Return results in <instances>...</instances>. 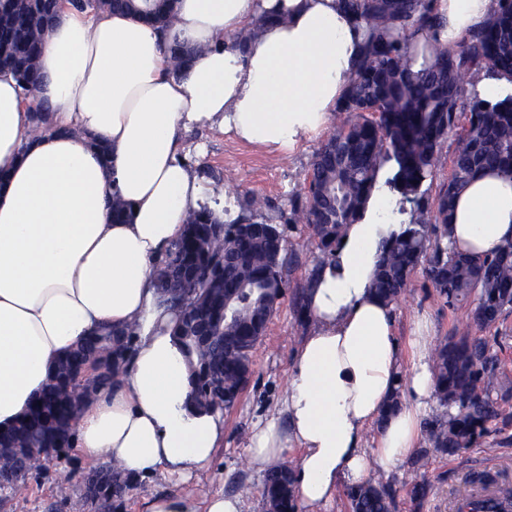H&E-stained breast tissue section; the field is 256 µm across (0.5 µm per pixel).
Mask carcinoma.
<instances>
[{"mask_svg": "<svg viewBox=\"0 0 512 512\" xmlns=\"http://www.w3.org/2000/svg\"><path fill=\"white\" fill-rule=\"evenodd\" d=\"M133 8L132 0H74L80 10ZM175 0H154L146 18L168 23ZM365 30L360 55L337 106L343 115L316 150L305 174L304 194L284 203L250 197L236 217L209 204L193 211L181 237L161 261L156 288L178 313L172 334L191 369V402L224 412L245 391L253 351L287 287L292 257L279 224H306L321 255L297 289L294 308L310 322L307 292L334 256L346 225L360 222L380 170L396 196L386 220L401 224L384 238L371 282L376 295L397 305L420 270L448 308L464 313L466 330L440 341L433 352L435 412L424 422L428 447L453 457L474 447L506 421L503 407L512 387L499 381V360L486 338L470 329L498 323L512 309V242L492 255L473 257L449 241L455 203L479 173L512 180V91L496 100L466 92L465 78L484 69L512 85V0L460 42L425 44L418 34H437L442 18L435 0H339ZM58 0H0V70L13 73L24 95L39 83V34L54 17ZM176 69L194 50L166 47ZM456 146L448 180L434 186L439 155L450 134ZM410 214V219L396 221ZM131 334L108 331L87 337L59 360L55 374L11 428L0 430V472L14 481L6 491L42 473L49 457L74 444L80 412L77 377L92 369L98 387L112 384L128 362ZM98 497L110 512H124L137 479L103 466ZM352 512H394L395 492L369 480L347 490ZM264 512H295L292 464L268 470L262 479Z\"/></svg>", "mask_w": 512, "mask_h": 512, "instance_id": "cac0c4a2", "label": "carcinoma"}]
</instances>
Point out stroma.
Segmentation results:
<instances>
[{
    "label": "stroma",
    "mask_w": 512,
    "mask_h": 512,
    "mask_svg": "<svg viewBox=\"0 0 512 512\" xmlns=\"http://www.w3.org/2000/svg\"><path fill=\"white\" fill-rule=\"evenodd\" d=\"M187 161L192 167L208 166L221 175L220 182L203 180L206 198H220L236 207L238 200L257 196L280 201L289 193L304 190V177L317 150L310 141L294 152L273 154L241 142L220 128L195 129L185 136ZM281 230L288 252L296 262L288 269V286L273 313L266 332L253 352V374L238 404L224 415V446L210 469L200 475L202 491H224L244 496L248 512H262V472L253 468L245 450L252 426L282 409L294 351L307 328L298 321L293 306L297 287L312 268L319 250L304 224H285ZM396 334L407 346L412 323L426 317L434 329V340L463 330L462 312L449 309L422 272H415L405 296L395 308ZM95 462L83 459L76 449L66 457L51 459L46 472L10 496L6 512H92L83 500L85 476ZM490 472L512 484V423L501 432L455 457L430 455L425 466L404 463L389 474L372 472V479H385L396 491V512H451L455 489L475 472ZM426 480L430 492L422 504L406 494L412 480Z\"/></svg>",
    "instance_id": "35a3bbf8"
}]
</instances>
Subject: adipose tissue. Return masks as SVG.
I'll return each mask as SVG.
<instances>
[{"label": "adipose tissue", "instance_id": "ef3b65f1", "mask_svg": "<svg viewBox=\"0 0 512 512\" xmlns=\"http://www.w3.org/2000/svg\"><path fill=\"white\" fill-rule=\"evenodd\" d=\"M460 40L497 0H436ZM245 47L234 36L262 14ZM363 32L337 0H178L167 35L138 15L78 11L62 0L42 35L40 83L24 98L0 71V429L45 387L58 357L103 327H134L128 365L87 402L75 446L147 477L191 478L224 443V418L189 405L188 368L161 305L155 269L198 209L202 186L185 163L183 134L219 126L239 140L290 152L328 130ZM196 48L172 70L166 42ZM45 106L49 125L31 107ZM107 143L103 161L90 138ZM128 214L112 219L113 197ZM391 198L372 194L365 220L347 225L308 292L312 326L290 368L284 418L255 424L250 463L275 465L292 448L297 512H330L337 492L371 471L391 472L418 445L434 394L426 319H416L403 365L392 305L370 283ZM450 233L474 256L512 241V181L476 175L456 201ZM407 399L387 405L396 388ZM145 512H245L243 497L168 492Z\"/></svg>", "mask_w": 512, "mask_h": 512}]
</instances>
